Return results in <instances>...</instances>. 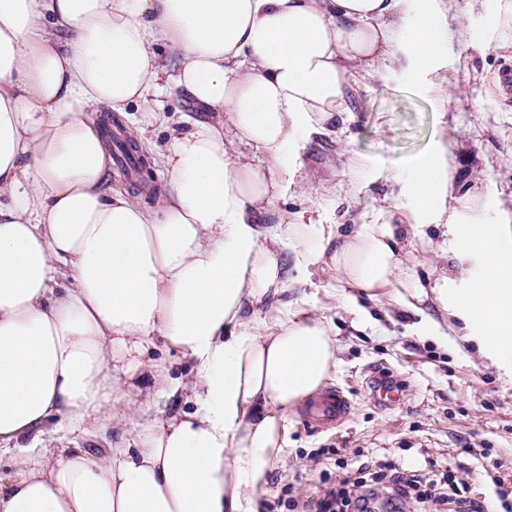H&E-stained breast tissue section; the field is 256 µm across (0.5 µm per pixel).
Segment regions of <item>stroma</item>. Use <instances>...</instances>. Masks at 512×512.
<instances>
[{
	"label": "stroma",
	"instance_id": "obj_1",
	"mask_svg": "<svg viewBox=\"0 0 512 512\" xmlns=\"http://www.w3.org/2000/svg\"><path fill=\"white\" fill-rule=\"evenodd\" d=\"M450 7L448 37L424 67L411 68L402 58L353 75L347 113L321 131H303L288 150L295 173L277 204L346 232L362 224L404 225L397 248L410 289L479 270L477 258L449 247L447 225L425 216L411 190L413 161L451 156L447 212L512 228V106L495 100L488 87L503 51L512 49V0H451ZM191 111L183 98H169L166 123L148 129L140 142L152 159L149 172L133 181L112 170L109 186L137 193L142 184L159 183L164 169L154 151ZM299 277L301 286L263 299L258 309L285 305L335 327L339 364L327 385L344 392L350 417L327 430L304 421L303 405L291 408L287 446L268 470L263 499L276 500L287 484L306 499L321 477L336 484L352 475L357 457L372 474L389 465L409 468L430 459L442 466L455 459L458 481L475 498L487 492L486 461H499L501 474L512 475V370L482 358L475 344L458 352L433 336L429 323L442 313L432 300L422 302L421 314L401 312L389 290L369 297L326 261ZM340 293L353 297L355 307L340 306ZM384 379L401 390L398 403L374 401L373 387Z\"/></svg>",
	"mask_w": 512,
	"mask_h": 512
}]
</instances>
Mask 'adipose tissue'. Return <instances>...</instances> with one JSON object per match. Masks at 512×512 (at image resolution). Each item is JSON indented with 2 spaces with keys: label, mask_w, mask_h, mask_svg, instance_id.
Segmentation results:
<instances>
[{
  "label": "adipose tissue",
  "mask_w": 512,
  "mask_h": 512,
  "mask_svg": "<svg viewBox=\"0 0 512 512\" xmlns=\"http://www.w3.org/2000/svg\"><path fill=\"white\" fill-rule=\"evenodd\" d=\"M415 2L0 0V512H253L288 409L338 364L325 319L255 306L325 257L365 291L401 281L393 225L270 221L288 147L342 112L354 70L438 49L446 17ZM162 46L181 54L173 71ZM171 91L200 115L170 132L147 206L107 189L87 111L134 107L150 127ZM414 167V194L443 210L449 160ZM448 223L462 253L490 247L467 288H434L436 333L512 362V248L495 225ZM173 349L194 364L195 408L140 422ZM115 422L133 446L72 447Z\"/></svg>",
  "instance_id": "ef3b65f1"
}]
</instances>
